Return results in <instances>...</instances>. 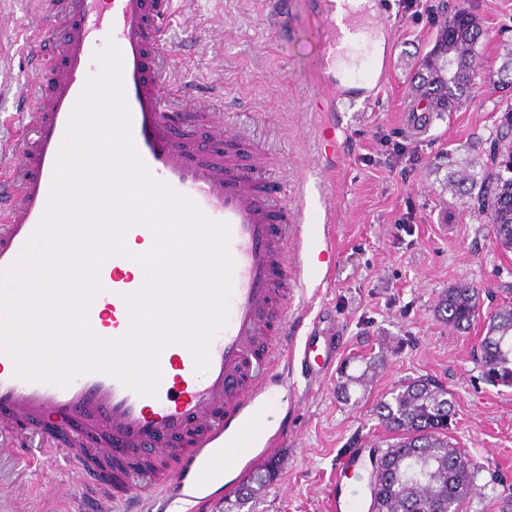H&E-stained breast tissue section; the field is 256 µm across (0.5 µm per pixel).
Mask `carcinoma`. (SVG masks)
<instances>
[{
	"instance_id": "cac0c4a2",
	"label": "carcinoma",
	"mask_w": 512,
	"mask_h": 512,
	"mask_svg": "<svg viewBox=\"0 0 512 512\" xmlns=\"http://www.w3.org/2000/svg\"><path fill=\"white\" fill-rule=\"evenodd\" d=\"M457 30L458 44L447 47L445 33ZM442 40L422 59L414 73L415 90L429 100L431 111L450 112L478 76L475 45L480 27L474 14L462 22L458 12L444 18ZM446 187L475 195L479 213L491 225L496 241L512 249V125L499 121L486 160H472L448 175ZM448 325L466 330L478 316L473 289L455 287L440 302ZM482 375L512 387V301L489 316L479 343ZM453 409L450 393L426 378L412 379L391 399L376 405V415L393 442L382 454L384 465L372 476L373 512H464L472 492L475 464L448 436ZM276 474L275 461L255 472L239 490L238 504Z\"/></svg>"
}]
</instances>
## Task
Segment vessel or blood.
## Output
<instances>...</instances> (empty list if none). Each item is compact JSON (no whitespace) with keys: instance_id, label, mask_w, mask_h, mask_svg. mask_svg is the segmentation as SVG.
<instances>
[{"instance_id":"1","label":"vessel or blood","mask_w":512,"mask_h":512,"mask_svg":"<svg viewBox=\"0 0 512 512\" xmlns=\"http://www.w3.org/2000/svg\"><path fill=\"white\" fill-rule=\"evenodd\" d=\"M49 2L59 27L37 42L34 67L44 76L37 106L11 156L0 155V275L15 264L43 216L69 118L88 78L100 71L96 55L107 33L122 57L132 139L149 172L230 229L232 293L227 323L210 342L206 371L197 372L187 347L168 345L159 355L161 382L153 396L102 372L65 387L28 381L0 353V435L57 418L69 441V463L99 499L120 502L124 512H168L223 470L226 450L249 431L270 385L283 378L288 350L279 339L288 333V287L309 278L302 212L283 205L281 218L292 234H275L257 176L263 156L242 163L224 151L223 136H199L202 127H213L214 113L175 107L189 90L167 85L162 73L172 0ZM335 11V0H320L314 16L315 29L331 41L340 35ZM128 263L113 256L100 268L103 290L88 312L96 335L108 330L118 338L129 328L124 297L144 280L126 273ZM333 353L332 343L306 337L297 354L304 378L315 382L326 375ZM111 446L123 450L132 467L110 469ZM159 457L175 463L163 481L153 470ZM366 506L364 489L339 482L330 491V512H365Z\"/></svg>"}]
</instances>
